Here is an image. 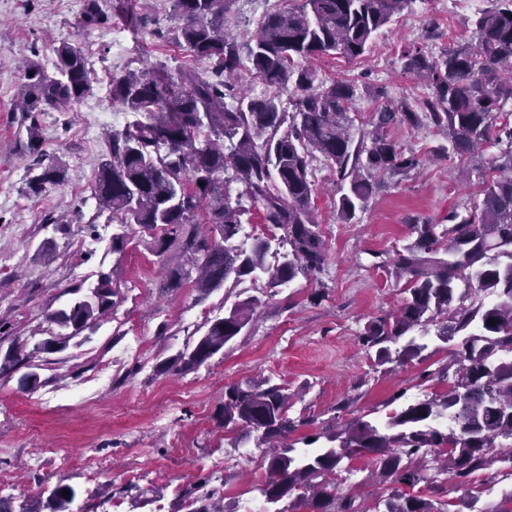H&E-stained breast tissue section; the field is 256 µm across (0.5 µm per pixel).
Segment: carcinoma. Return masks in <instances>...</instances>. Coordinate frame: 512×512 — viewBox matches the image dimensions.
Masks as SVG:
<instances>
[{"instance_id": "1", "label": "carcinoma", "mask_w": 512, "mask_h": 512, "mask_svg": "<svg viewBox=\"0 0 512 512\" xmlns=\"http://www.w3.org/2000/svg\"><path fill=\"white\" fill-rule=\"evenodd\" d=\"M235 2L171 0L175 42L204 68L173 74L161 64L112 77V101L137 116L112 129L110 158L92 187L99 213L122 228L112 235V252L124 249L128 228L140 227L162 262L160 289L189 285L199 302L229 282L263 281L274 289L320 274L328 256L313 203V162L321 157L331 165L340 184L336 213L348 222L366 208L381 176H405L420 165L393 129L426 125L444 133L443 152L465 164L479 161L480 198L463 213L452 209L445 224L408 218L413 240L381 262L392 267L406 297L367 322L360 342L375 350L379 366L423 361V335L435 326L440 341L459 339L452 348L458 369L427 374L448 389L392 410L381 426L359 419L325 432L317 448L280 446L305 420L289 416L288 388L269 377L225 386L222 415L224 428L256 435V447L265 449L267 477L255 490L274 506L271 512H359L353 497L341 493V472L343 461L364 451L394 485L375 512L469 510L489 462H512L504 450L512 441V120L497 122L512 100V0H487L471 38L437 56L419 46L405 50L404 67L427 80L429 95L392 101L386 88H375L370 128L359 135L350 117L357 86L347 79L319 82L309 62L336 53L349 61L362 57L413 0H288L263 16L244 45L226 32ZM109 23L100 0H84L83 27ZM52 53L50 69L26 63L19 111L66 112L92 93L83 48L61 42ZM246 76L278 93H247ZM27 148L37 169L27 186L37 196L58 185L64 169L42 150L34 122ZM233 181L243 186L236 196L228 190ZM246 214L283 232L279 248L267 236L248 247L238 242ZM69 292L70 303L45 313L44 337L32 349L24 343L0 355V376L26 367L20 384L35 388L38 354L89 341L119 304L117 268L97 272L88 291L78 284ZM259 306L256 296L236 295L224 316L204 323L203 334L157 370L177 375L224 354L250 332ZM450 483L468 486L470 498H448ZM41 494L48 512H70L77 490L59 481ZM223 500L206 477L174 491L175 512H224ZM0 512L39 510L0 497Z\"/></svg>"}]
</instances>
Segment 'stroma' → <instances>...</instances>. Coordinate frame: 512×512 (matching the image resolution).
Here are the masks:
<instances>
[{
    "instance_id": "1",
    "label": "stroma",
    "mask_w": 512,
    "mask_h": 512,
    "mask_svg": "<svg viewBox=\"0 0 512 512\" xmlns=\"http://www.w3.org/2000/svg\"><path fill=\"white\" fill-rule=\"evenodd\" d=\"M101 6L112 15L111 27L85 29L79 24L81 0H0V352L40 335L43 311L63 307L73 284H94L99 269L119 267L123 294L89 342L39 356L37 388L25 391L17 377H0V475L11 478L16 500L34 505L43 482L62 478L77 491V510L89 503L97 512H169L176 487L212 475L220 462L226 512H254L261 503L256 486L266 476L263 451L251 440L235 444L225 431V385L267 376L286 385L291 417L307 420L290 435L293 443L332 425L342 430L359 419L384 422L394 393H402L406 405L424 399L430 388L417 375L426 366L451 364L445 343L427 334L425 363L391 369L376 365L359 342L365 324L397 309L403 298L390 267L377 266L375 255L410 242L408 217L439 224L451 208L465 207L480 188L479 174L465 171L456 157L430 156L444 142L436 130H397L404 148L426 155L424 166L387 179L368 206L344 222L332 205L336 177L317 160L314 201L329 252L325 272L262 297L250 335L237 337L223 356L183 375L158 373L162 356L182 349L206 320L223 316L225 292L201 303L190 287L160 294L162 265L139 228L130 229L123 252H113L117 227L98 214L92 194L112 125L94 116L116 112L123 124L134 119L104 96L101 81L160 62L174 71L192 58L185 47L160 43L151 31H131L132 16L143 12L157 28L172 27L168 0H102ZM473 14L462 0H414L375 36L363 58L325 56L311 66L321 80L383 86L392 97L414 99L424 89L403 67L404 48L424 44L440 53L470 37ZM431 21L443 36L429 43L424 33ZM116 34L125 43L120 55L112 48ZM62 42L84 47L97 85L70 111L25 118L14 108L22 64L29 58L51 64V48ZM32 120L45 150L65 170L63 181L39 196L27 191L34 159L24 148L25 128ZM92 121L97 127L90 137L84 128ZM53 217L64 219V226L50 225ZM80 239L88 243L82 251L75 248ZM47 241L55 252L48 265L37 257ZM116 333L122 336L117 343ZM353 466L356 474L344 491L362 507H374L388 483L375 477L370 457ZM139 473L145 476L142 497H113Z\"/></svg>"
}]
</instances>
